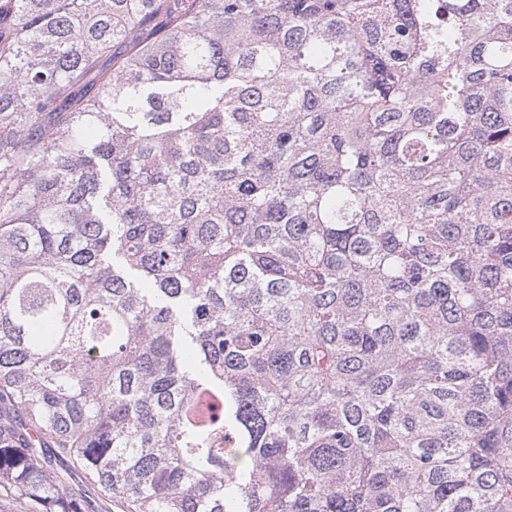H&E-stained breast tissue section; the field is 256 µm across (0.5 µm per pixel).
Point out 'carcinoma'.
<instances>
[{"label":"carcinoma","instance_id":"obj_1","mask_svg":"<svg viewBox=\"0 0 512 512\" xmlns=\"http://www.w3.org/2000/svg\"><path fill=\"white\" fill-rule=\"evenodd\" d=\"M0 488L512 512V0H0Z\"/></svg>","mask_w":512,"mask_h":512}]
</instances>
